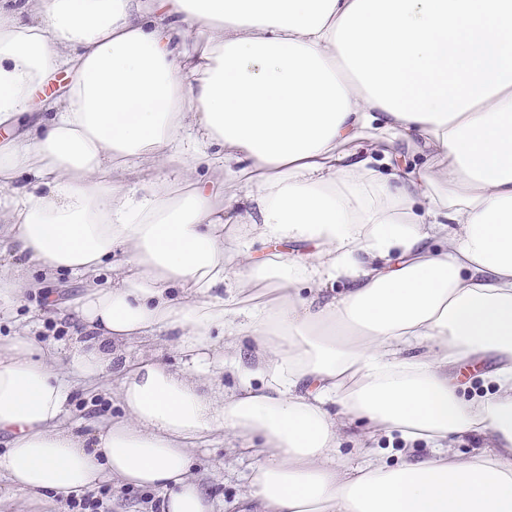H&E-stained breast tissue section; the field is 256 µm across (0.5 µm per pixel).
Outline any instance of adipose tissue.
Returning a JSON list of instances; mask_svg holds the SVG:
<instances>
[{
    "mask_svg": "<svg viewBox=\"0 0 512 512\" xmlns=\"http://www.w3.org/2000/svg\"><path fill=\"white\" fill-rule=\"evenodd\" d=\"M7 254L86 288L68 354L0 336V508L213 512L192 451L228 433L256 512H512V0H0L6 313L39 288ZM161 334L181 369L121 360ZM69 375L121 416L66 427ZM351 424L431 455L348 467ZM493 365L492 361L486 360L485 364L477 369L467 370L465 367H456L451 370V374L456 377L460 385V391L466 394L467 397L483 395L485 393V380L482 375L485 371L492 369ZM109 491L113 508L107 503V491H88L80 497L59 496L55 499V510L64 512L65 500L69 512H165L164 498L156 489L135 487H102Z\"/></svg>",
    "mask_w": 512,
    "mask_h": 512,
    "instance_id": "obj_1",
    "label": "adipose tissue"
}]
</instances>
